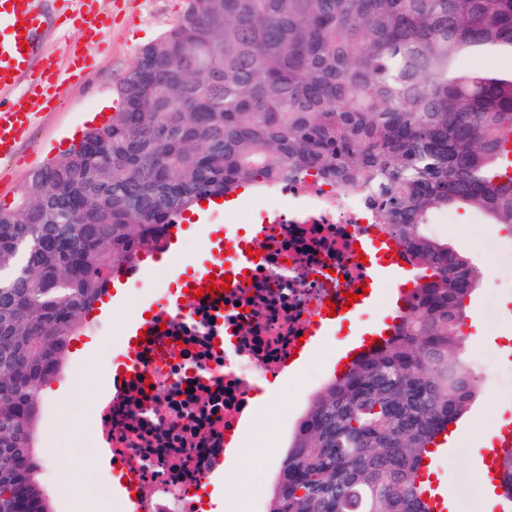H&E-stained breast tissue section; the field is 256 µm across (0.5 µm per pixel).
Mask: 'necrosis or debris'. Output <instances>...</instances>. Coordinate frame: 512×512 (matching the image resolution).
Segmentation results:
<instances>
[{
  "instance_id": "4bbe7bcc",
  "label": "necrosis or debris",
  "mask_w": 512,
  "mask_h": 512,
  "mask_svg": "<svg viewBox=\"0 0 512 512\" xmlns=\"http://www.w3.org/2000/svg\"><path fill=\"white\" fill-rule=\"evenodd\" d=\"M265 199L258 262L230 291L160 308L93 410L86 451L131 477L135 512H201L194 490L253 426L259 380L287 378L298 338L364 278L365 196L306 176Z\"/></svg>"
}]
</instances>
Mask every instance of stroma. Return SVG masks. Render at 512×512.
<instances>
[{"label":"stroma","instance_id":"35a3bbf8","mask_svg":"<svg viewBox=\"0 0 512 512\" xmlns=\"http://www.w3.org/2000/svg\"><path fill=\"white\" fill-rule=\"evenodd\" d=\"M183 9L184 0H92L87 5V13L106 15L100 35L103 49L87 80L70 89L60 106L40 114L30 139L20 148L18 164H0L1 205L12 204L35 170L82 137L90 125L89 115L115 99V88L140 49L170 29ZM449 214L448 220L433 225V233L448 240L479 270L492 265L497 274L481 278L467 302L464 356L480 381V392L454 427L456 451L440 476L453 490L462 512H488L472 478L480 452L470 435L493 434L503 421H512V362L502 347L503 335L512 334V234L473 208H453ZM140 266L145 272L142 280L126 283L107 309L87 317L76 345L69 348L62 375L47 385L41 399L35 452L40 462L38 478L51 512H81L82 504L93 501L98 479L112 484L114 501L124 500L125 489L110 457L98 463L81 461V440L103 396L96 370L99 355L106 348L121 352L127 326L138 310L150 308L174 282L170 267L153 265L149 255H141ZM338 345L336 337H326L323 348L310 353L302 370L277 386L259 411L257 429L240 443L236 463L220 469L198 488V496L207 500V512H226V504L243 490L258 501V512H269L280 463L313 399L334 374L333 352ZM480 353L494 365V375H487L477 363Z\"/></svg>","mask_w":512,"mask_h":512}]
</instances>
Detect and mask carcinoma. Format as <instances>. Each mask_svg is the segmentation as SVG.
Wrapping results in <instances>:
<instances>
[{"label": "carcinoma", "instance_id": "obj_1", "mask_svg": "<svg viewBox=\"0 0 512 512\" xmlns=\"http://www.w3.org/2000/svg\"><path fill=\"white\" fill-rule=\"evenodd\" d=\"M489 55L507 65H460ZM116 95L0 207V512H47L42 391L112 281L199 201L308 172L369 195L417 276L300 422L270 512H426L430 446L478 391L460 327L479 273L429 226L472 207L512 232V0H186ZM498 467L512 504V447Z\"/></svg>", "mask_w": 512, "mask_h": 512}]
</instances>
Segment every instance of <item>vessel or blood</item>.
Segmentation results:
<instances>
[{
	"mask_svg": "<svg viewBox=\"0 0 512 512\" xmlns=\"http://www.w3.org/2000/svg\"><path fill=\"white\" fill-rule=\"evenodd\" d=\"M81 37L69 57L66 71H58L53 60L42 59L41 38L46 18L40 0H0V162L9 163L18 153L20 143L31 134L38 115L45 109L57 107L63 100L69 84L84 78L93 53L99 47L100 26L96 21L79 15L74 19ZM23 90L24 102L15 105L10 96ZM213 259L203 266L186 265L180 268L177 284L180 288L198 292L206 286L209 276H239L253 262L243 246L225 251L219 230L209 234ZM361 249L365 255H376L370 264L365 281L366 295L355 301L349 310L337 312L335 320L344 324L366 309L372 308L378 294L390 283H398V294L393 316L358 327L343 359L352 364L384 345L392 336L400 316L406 310L410 297L409 281L414 277L411 265L406 264L404 248L392 238L372 232L364 238ZM512 446V429L501 428L492 436L484 455L489 463L488 477L492 485H499L498 469L494 463L496 452Z\"/></svg>",
	"mask_w": 512,
	"mask_h": 512,
	"instance_id": "vessel-or-blood-1",
	"label": "vessel or blood"
}]
</instances>
